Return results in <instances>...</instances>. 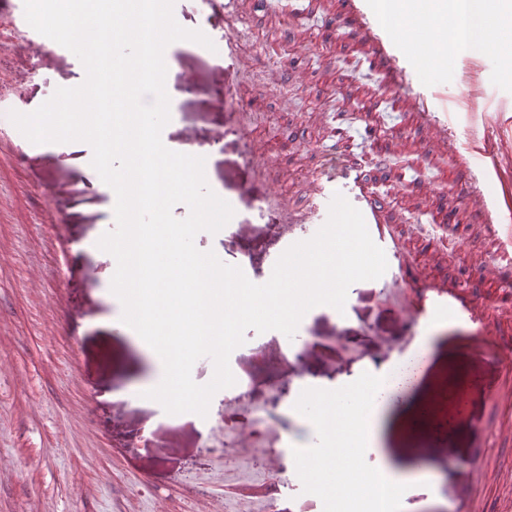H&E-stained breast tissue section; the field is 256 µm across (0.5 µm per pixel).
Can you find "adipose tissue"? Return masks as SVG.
Masks as SVG:
<instances>
[{"mask_svg": "<svg viewBox=\"0 0 512 512\" xmlns=\"http://www.w3.org/2000/svg\"><path fill=\"white\" fill-rule=\"evenodd\" d=\"M467 10L457 8V0H437L435 9L439 17L437 27L424 30L419 25V14L412 0H390L388 13L391 17V30L398 42L413 45L427 40L417 59L425 70H436L438 60L430 51V44L444 40L448 30H457L460 39L466 42L473 55H480L485 49L500 48L504 43H512V7L505 5L491 7L490 0H471Z\"/></svg>", "mask_w": 512, "mask_h": 512, "instance_id": "obj_1", "label": "adipose tissue"}]
</instances>
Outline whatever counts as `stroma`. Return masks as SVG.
<instances>
[{
    "label": "stroma",
    "instance_id": "obj_1",
    "mask_svg": "<svg viewBox=\"0 0 512 512\" xmlns=\"http://www.w3.org/2000/svg\"><path fill=\"white\" fill-rule=\"evenodd\" d=\"M273 8L269 19L239 14L250 36L232 85L224 83L223 56L178 48L170 61L177 114L167 141L210 155L208 185L239 200L235 218L218 233H198L196 247L253 283L267 282L284 233L281 208L301 202L332 150L389 200V219L417 263L407 289L441 283L468 292L479 316H492L512 292L491 261L498 244L474 235L461 247L441 216L466 208L464 148L472 135L502 139L496 110L512 103V73L485 80L462 45L439 76L421 74L455 101L448 129L457 147L443 151L416 114L330 109L350 84L336 61L359 39L357 22L336 28L319 15L292 18L288 0ZM285 66L293 73L286 81ZM84 79L74 54L34 48L23 0H0V114L31 112L56 88ZM400 138L415 153L383 173L376 153ZM91 159L64 143L36 151L11 124L0 133V512H231L242 503L252 512H324L294 475V448L317 440L294 409V393L337 389L352 374H392L413 361L411 382L375 409L367 463L411 482L401 512H466L448 491L466 478L469 445L481 433L488 476L479 494L495 512L499 489L489 476L512 471V436L488 420L512 421V403L492 409L490 395L512 359L475 351L466 323L436 326L422 343L404 335L398 298L379 279L354 283L343 313L309 310L294 336L247 331L229 359L236 383L214 395L206 417L170 415L138 398L155 362L120 325L111 262L92 248L115 221ZM421 224L435 245L417 236ZM271 377L270 446L259 450L239 437L237 422L251 409L247 387ZM429 402L437 416H455L449 433L424 417Z\"/></svg>",
    "mask_w": 512,
    "mask_h": 512
}]
</instances>
